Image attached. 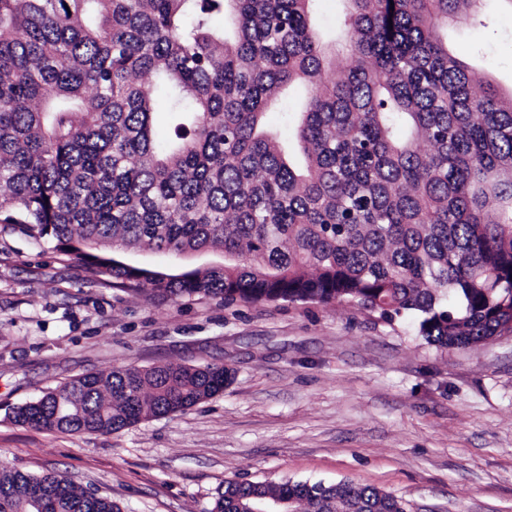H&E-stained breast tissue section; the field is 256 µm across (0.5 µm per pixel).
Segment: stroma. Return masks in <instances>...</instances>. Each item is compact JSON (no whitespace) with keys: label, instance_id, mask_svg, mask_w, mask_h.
<instances>
[{"label":"stroma","instance_id":"35a3bbf8","mask_svg":"<svg viewBox=\"0 0 512 512\" xmlns=\"http://www.w3.org/2000/svg\"><path fill=\"white\" fill-rule=\"evenodd\" d=\"M448 33L512 93V12ZM225 364L190 409L112 434L14 423L12 407L88 372ZM67 473L124 512H210L228 479L370 485L407 512H512V335L441 349L413 320L350 302L233 304L133 293L0 223V464Z\"/></svg>","mask_w":512,"mask_h":512}]
</instances>
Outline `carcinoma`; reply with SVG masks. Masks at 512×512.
Listing matches in <instances>:
<instances>
[{
  "mask_svg": "<svg viewBox=\"0 0 512 512\" xmlns=\"http://www.w3.org/2000/svg\"><path fill=\"white\" fill-rule=\"evenodd\" d=\"M317 0H0V223L118 286L173 298L356 303L412 317L444 348L512 332V96L442 31L484 0H345L324 44ZM218 15L231 17L229 37ZM173 136L157 140V81ZM295 84L294 139L266 127ZM136 250L224 263L174 271ZM233 368L86 373L12 408L46 431L112 434L215 396ZM257 496L293 512H406L352 481H225L210 512ZM122 512L63 472L0 467V512Z\"/></svg>",
  "mask_w": 512,
  "mask_h": 512,
  "instance_id": "obj_1",
  "label": "carcinoma"
}]
</instances>
